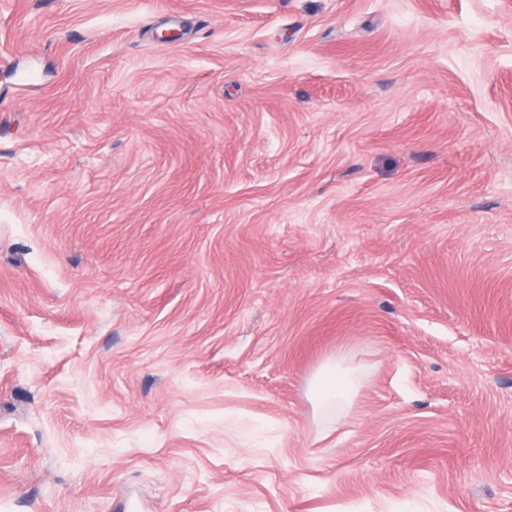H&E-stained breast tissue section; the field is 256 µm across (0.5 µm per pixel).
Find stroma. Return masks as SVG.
<instances>
[{"instance_id": "obj_1", "label": "stroma", "mask_w": 512, "mask_h": 512, "mask_svg": "<svg viewBox=\"0 0 512 512\" xmlns=\"http://www.w3.org/2000/svg\"><path fill=\"white\" fill-rule=\"evenodd\" d=\"M0 512H512V0H0ZM359 383L356 369L347 365L344 359L328 364L316 382L318 409L346 407L352 404L358 394Z\"/></svg>"}]
</instances>
